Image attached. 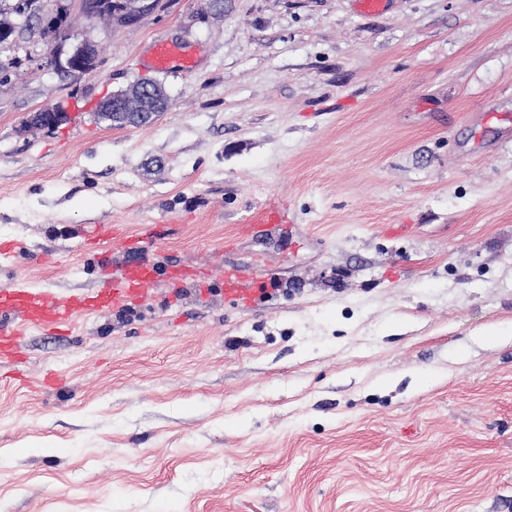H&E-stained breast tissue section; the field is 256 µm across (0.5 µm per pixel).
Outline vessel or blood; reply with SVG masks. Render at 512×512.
<instances>
[{
    "instance_id": "obj_1",
    "label": "vessel or blood",
    "mask_w": 512,
    "mask_h": 512,
    "mask_svg": "<svg viewBox=\"0 0 512 512\" xmlns=\"http://www.w3.org/2000/svg\"><path fill=\"white\" fill-rule=\"evenodd\" d=\"M191 63V57L176 44L161 42L153 49L152 65L155 69L165 70L176 64L185 67ZM153 280L151 270L130 264L124 271L113 274L103 291L88 300L66 301L49 290L1 289L0 317L9 320L11 329L0 332V357L14 356L18 336L28 329H70L81 314L120 307L147 297Z\"/></svg>"
}]
</instances>
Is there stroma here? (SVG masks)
<instances>
[{"label":"stroma","mask_w":512,"mask_h":512,"mask_svg":"<svg viewBox=\"0 0 512 512\" xmlns=\"http://www.w3.org/2000/svg\"><path fill=\"white\" fill-rule=\"evenodd\" d=\"M40 4L99 55L0 45V288L158 281L0 360V512H512V0ZM142 79L151 125L97 119ZM249 267L280 290L225 301ZM102 10L98 19L112 20L120 24H125L127 15L133 10L135 6L138 7L136 11L140 12L143 17L151 13V8H143L145 1L150 0H101ZM92 48L93 43L84 41L73 49L65 63H62L58 56L53 55L47 58V65L67 74L83 75L95 67V64L89 59ZM174 64L184 67L190 66L192 59L183 52L181 47L174 43H157L152 54L153 67L158 70H165L171 68ZM48 113H52L55 120H47ZM68 113L61 104L46 106L32 113L24 122L25 131L51 129L67 120Z\"/></svg>","instance_id":"35a3bbf8"}]
</instances>
